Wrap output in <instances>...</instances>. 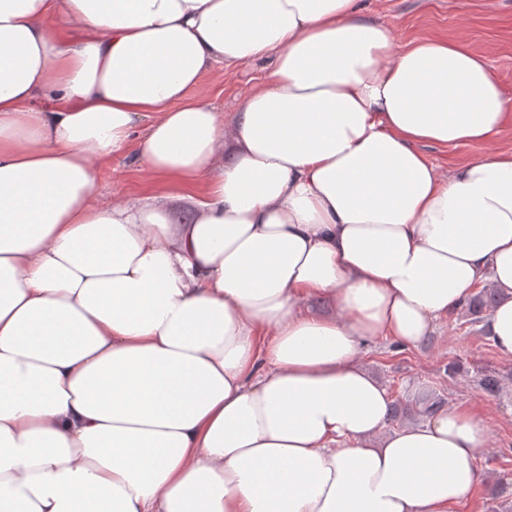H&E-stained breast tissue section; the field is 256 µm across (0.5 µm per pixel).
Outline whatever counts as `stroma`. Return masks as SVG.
Listing matches in <instances>:
<instances>
[{
  "mask_svg": "<svg viewBox=\"0 0 512 512\" xmlns=\"http://www.w3.org/2000/svg\"><path fill=\"white\" fill-rule=\"evenodd\" d=\"M366 18L392 25L400 44L437 35L464 37L488 60L506 96L512 98V0H364ZM267 72L262 62L216 67L192 96L208 97L220 117L234 112L244 91ZM512 149V116L488 144L455 148L425 147L441 170L491 151ZM130 157L121 155L99 175L94 191L109 202L163 191ZM365 367L386 387L398 407L389 427L416 419L423 402L440 398L443 405L470 409L487 427L490 445L476 458L481 481L456 512H512V495L498 494L499 483H512V359L502 357L486 338L483 325L463 323L461 310L442 319L420 347L399 350L387 339L361 347ZM492 372L496 393L484 392L478 378Z\"/></svg>",
  "mask_w": 512,
  "mask_h": 512,
  "instance_id": "stroma-1",
  "label": "stroma"
}]
</instances>
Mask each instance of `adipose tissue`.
<instances>
[{
  "mask_svg": "<svg viewBox=\"0 0 512 512\" xmlns=\"http://www.w3.org/2000/svg\"><path fill=\"white\" fill-rule=\"evenodd\" d=\"M256 60L228 119L189 98ZM511 113L361 0H0V512H455L485 425L388 429L360 346L487 280L512 358V150L422 151ZM128 151L173 191L98 201ZM512 149V113L504 122L497 137L489 144L461 145L455 148L424 146L426 156L441 170H448L452 165L478 158L490 151Z\"/></svg>",
  "mask_w": 512,
  "mask_h": 512,
  "instance_id": "ef3b65f1",
  "label": "adipose tissue"
}]
</instances>
